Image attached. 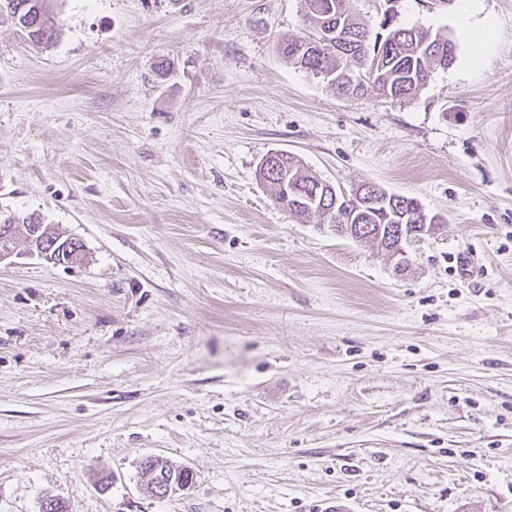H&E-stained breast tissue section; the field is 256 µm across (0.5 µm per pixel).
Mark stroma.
Wrapping results in <instances>:
<instances>
[{"instance_id":"35a3bbf8","label":"stroma","mask_w":512,"mask_h":512,"mask_svg":"<svg viewBox=\"0 0 512 512\" xmlns=\"http://www.w3.org/2000/svg\"><path fill=\"white\" fill-rule=\"evenodd\" d=\"M394 11L457 43L408 99L289 65L302 0H57L47 48L0 10V212L85 254L0 264V512H512V0L477 65L458 5ZM276 150L446 222L397 269L279 207ZM176 471V470H175ZM175 471H172L170 477L166 476V481H158L153 479L151 482L150 475H145L141 480V489L148 495L153 496L155 498H164L168 496L171 492L176 491L177 489L188 488L193 482V476L191 474L188 478L184 476L185 472H183L180 476L175 477Z\"/></svg>"}]
</instances>
